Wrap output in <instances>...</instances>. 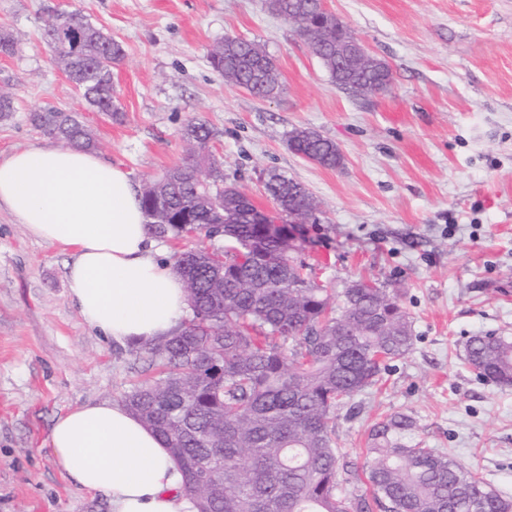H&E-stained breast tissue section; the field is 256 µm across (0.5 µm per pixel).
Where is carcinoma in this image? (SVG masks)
Wrapping results in <instances>:
<instances>
[{"label":"carcinoma","mask_w":512,"mask_h":512,"mask_svg":"<svg viewBox=\"0 0 512 512\" xmlns=\"http://www.w3.org/2000/svg\"><path fill=\"white\" fill-rule=\"evenodd\" d=\"M267 7L285 19L303 13L302 34L322 26L337 35L320 41L314 55L348 94L388 90L392 73L384 61L350 70L336 59V43H349L354 33L319 0H267ZM42 27L52 63L81 99L120 118L112 87L120 44L79 13L50 12ZM210 62L254 95L282 91L272 58L248 40L224 39ZM30 120L56 140L98 147L74 112L48 107ZM210 138L204 124L189 121L181 130L188 160L141 193L155 237L203 236L223 245L173 254L191 315L171 335L136 350L145 366L122 394L177 459L195 512H370L372 502L384 512H512L511 497L452 455L412 442L416 423L403 414L371 428L374 463L350 472L367 480L372 498L346 492L337 412L412 349V321L396 289L357 280L335 300L297 257L300 247L284 253L277 237L257 224L262 214L251 198L224 182ZM288 147L324 167L341 164L336 144L309 129L291 132ZM265 188L272 219L288 220V211L303 208L309 197L276 171L267 174ZM465 359L481 377L512 387V336H472Z\"/></svg>","instance_id":"carcinoma-1"}]
</instances>
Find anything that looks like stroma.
Masks as SVG:
<instances>
[{
	"label": "stroma",
	"instance_id": "1",
	"mask_svg": "<svg viewBox=\"0 0 512 512\" xmlns=\"http://www.w3.org/2000/svg\"><path fill=\"white\" fill-rule=\"evenodd\" d=\"M392 68L389 92L354 98L332 82L296 28L266 0H0V31L21 43L0 54V88L15 110L0 120V156L44 143L30 115L80 113L99 152L138 184L163 177L186 152L180 131L201 120L224 179L261 209L275 170L319 205L300 231L301 256L340 291L365 278L400 289L416 336L380 385L336 420L341 461L368 466L370 427L391 414L415 440L453 455L512 497V387L466 364L470 336H512V0H325ZM78 12L119 42L112 72L122 121L82 101L52 64L41 25ZM227 37L260 45L284 90L259 98L213 70ZM311 129L336 143L329 169L287 148ZM68 250L0 212V512H112L54 462L56 419L117 401L136 379L131 346L104 339L69 297Z\"/></svg>",
	"mask_w": 512,
	"mask_h": 512
}]
</instances>
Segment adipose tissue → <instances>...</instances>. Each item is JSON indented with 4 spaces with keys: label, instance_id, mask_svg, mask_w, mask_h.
I'll list each match as a JSON object with an SVG mask.
<instances>
[{
    "label": "adipose tissue",
    "instance_id": "1",
    "mask_svg": "<svg viewBox=\"0 0 512 512\" xmlns=\"http://www.w3.org/2000/svg\"><path fill=\"white\" fill-rule=\"evenodd\" d=\"M128 173L100 154L46 142L0 159V211L71 252L69 296L113 342L146 344L189 311L182 276L158 247ZM56 464L112 512H191L162 441L115 401L78 405L50 434Z\"/></svg>",
    "mask_w": 512,
    "mask_h": 512
}]
</instances>
